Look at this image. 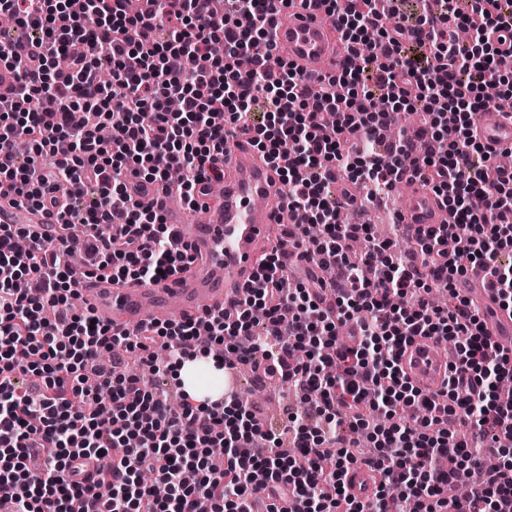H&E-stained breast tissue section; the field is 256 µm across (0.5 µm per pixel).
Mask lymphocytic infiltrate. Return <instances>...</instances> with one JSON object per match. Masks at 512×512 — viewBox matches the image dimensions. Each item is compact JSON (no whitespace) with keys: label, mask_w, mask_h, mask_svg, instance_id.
<instances>
[{"label":"lymphocytic infiltrate","mask_w":512,"mask_h":512,"mask_svg":"<svg viewBox=\"0 0 512 512\" xmlns=\"http://www.w3.org/2000/svg\"><path fill=\"white\" fill-rule=\"evenodd\" d=\"M0 0V64L15 74L0 98V189L57 219L54 231L0 224V498L11 512H450L444 493L472 482L469 512H512V357L491 342L457 277L484 272L512 309V175L473 135L493 101L512 97L495 33L512 35V0H420L380 12L377 0H308L336 16L358 66L310 82L274 55L275 0ZM431 27L430 40L420 32ZM466 31L458 64L449 29ZM423 117L413 136L384 138L391 113ZM243 136L275 168L290 211L308 222L294 246L339 271L335 304L323 280L291 286L288 255L267 252L234 312L117 332L75 310L79 276L132 284L190 263L149 193L188 209L224 180V147ZM442 197L450 216L416 236L414 262L365 224L343 223L340 180L392 190L404 170ZM79 240L81 270L59 249ZM440 288L454 304L437 307ZM347 327L349 340L337 332ZM416 336L453 342L444 389L421 394L400 359ZM144 351L153 371L197 354L223 363L272 360L299 401L288 437L240 399L179 409L129 373L116 348ZM412 423H403V415ZM468 433L456 431V424ZM361 432L377 474L371 506L346 491ZM92 459L93 480L77 460Z\"/></svg>","instance_id":"1"}]
</instances>
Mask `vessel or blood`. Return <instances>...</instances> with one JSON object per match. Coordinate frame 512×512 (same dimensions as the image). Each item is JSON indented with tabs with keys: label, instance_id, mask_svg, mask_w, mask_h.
Masks as SVG:
<instances>
[{
	"label": "vessel or blood",
	"instance_id": "1",
	"mask_svg": "<svg viewBox=\"0 0 512 512\" xmlns=\"http://www.w3.org/2000/svg\"><path fill=\"white\" fill-rule=\"evenodd\" d=\"M275 39L279 54L294 62L308 78L342 65L333 28L324 12L305 7L301 0L278 17ZM476 134L486 150L496 154L511 151L512 114L479 123ZM224 169L223 198L204 208L200 223H186L178 205L166 200L159 203L166 223L174 225L181 244L195 257L188 272L139 285L89 278L83 280L80 290L84 304L103 315L113 328L134 330L166 318L174 308L182 316L196 317L224 309L238 299L251 283L258 257L268 248L273 225L290 223L291 215L277 175L250 144L229 142ZM398 211L413 233L445 223L448 218L440 199L418 185L400 197ZM44 221L41 213L19 205L13 197L0 196V224ZM460 290L483 312L492 339L512 354V313L499 307L482 275L469 274L461 281ZM401 366L411 383L430 396L445 384L451 362L437 342L419 339L404 349ZM346 481L358 500L366 502L373 497L376 483L369 465H353Z\"/></svg>",
	"mask_w": 512,
	"mask_h": 512
}]
</instances>
